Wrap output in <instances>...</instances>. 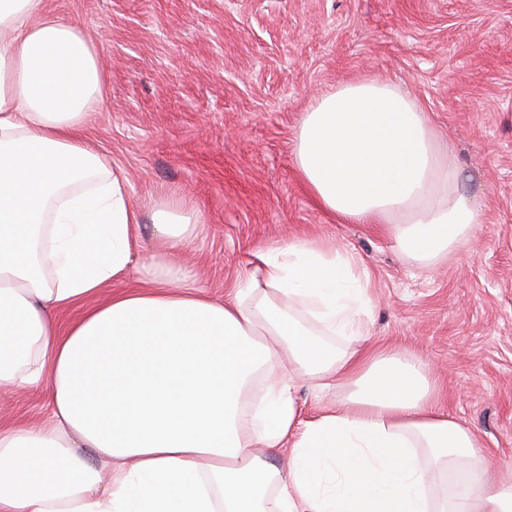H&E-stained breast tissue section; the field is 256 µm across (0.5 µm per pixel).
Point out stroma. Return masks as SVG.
Instances as JSON below:
<instances>
[{"label":"stroma","instance_id":"stroma-1","mask_svg":"<svg viewBox=\"0 0 512 512\" xmlns=\"http://www.w3.org/2000/svg\"><path fill=\"white\" fill-rule=\"evenodd\" d=\"M105 72L89 143L148 203L200 223L179 258L221 299L256 249L333 241L369 275L361 345L422 358L490 476L512 469V0H47ZM389 79L426 112L483 211L471 241L423 268L382 224H345L298 178L302 112L337 86ZM45 385L0 417L46 418Z\"/></svg>","mask_w":512,"mask_h":512}]
</instances>
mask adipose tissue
Wrapping results in <instances>:
<instances>
[{"mask_svg": "<svg viewBox=\"0 0 512 512\" xmlns=\"http://www.w3.org/2000/svg\"><path fill=\"white\" fill-rule=\"evenodd\" d=\"M102 83L78 25L0 0V390L49 392L46 420L0 422V512H512V479L486 474L425 361L359 348L371 298L351 253L296 239L252 252L224 300L184 285L174 256L199 217L144 206L87 143ZM294 165L324 210L386 225L425 265L481 221L387 80L323 94ZM301 378L351 392L307 419Z\"/></svg>", "mask_w": 512, "mask_h": 512, "instance_id": "ef3b65f1", "label": "adipose tissue"}]
</instances>
